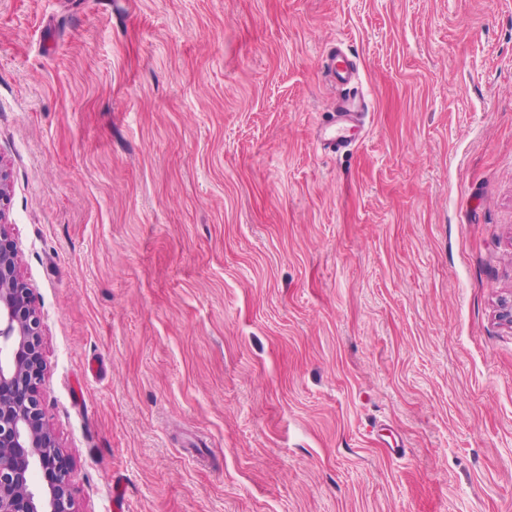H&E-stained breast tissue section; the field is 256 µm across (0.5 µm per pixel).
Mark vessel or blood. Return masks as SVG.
Returning <instances> with one entry per match:
<instances>
[{
    "instance_id": "b4317fda",
    "label": "vessel or blood",
    "mask_w": 512,
    "mask_h": 512,
    "mask_svg": "<svg viewBox=\"0 0 512 512\" xmlns=\"http://www.w3.org/2000/svg\"><path fill=\"white\" fill-rule=\"evenodd\" d=\"M327 59L326 76L336 87V99L320 144L325 152L337 154L351 144L350 132L361 122L366 104L355 87L356 61L339 49L330 50Z\"/></svg>"
}]
</instances>
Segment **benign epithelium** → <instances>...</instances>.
Returning a JSON list of instances; mask_svg holds the SVG:
<instances>
[{
  "label": "benign epithelium",
  "instance_id": "obj_1",
  "mask_svg": "<svg viewBox=\"0 0 512 512\" xmlns=\"http://www.w3.org/2000/svg\"><path fill=\"white\" fill-rule=\"evenodd\" d=\"M8 193L0 168V512H77L69 462L43 418L41 318L3 224Z\"/></svg>",
  "mask_w": 512,
  "mask_h": 512
}]
</instances>
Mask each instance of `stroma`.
I'll use <instances>...</instances> for the list:
<instances>
[{
  "mask_svg": "<svg viewBox=\"0 0 512 512\" xmlns=\"http://www.w3.org/2000/svg\"><path fill=\"white\" fill-rule=\"evenodd\" d=\"M0 166L78 512H512V0H0ZM326 76L336 87V99L331 119L322 134L320 144L325 152L337 154L346 150L352 143L349 132L361 123L366 104L363 94L354 86L358 72L357 62L349 58L336 45L327 55Z\"/></svg>",
  "mask_w": 512,
  "mask_h": 512,
  "instance_id": "obj_1",
  "label": "stroma"
}]
</instances>
